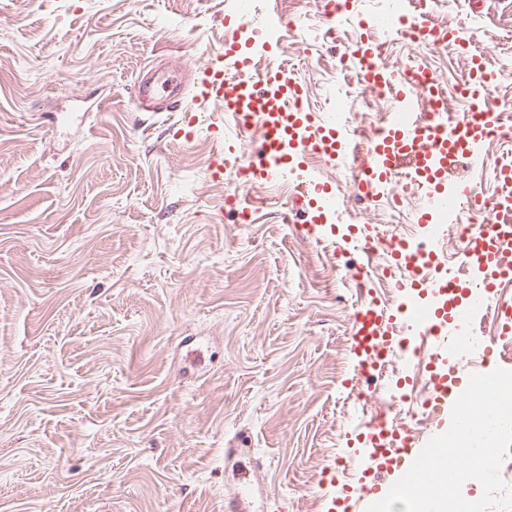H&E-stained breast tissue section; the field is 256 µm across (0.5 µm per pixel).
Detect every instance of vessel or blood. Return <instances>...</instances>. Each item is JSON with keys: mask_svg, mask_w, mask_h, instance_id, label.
<instances>
[{"mask_svg": "<svg viewBox=\"0 0 512 512\" xmlns=\"http://www.w3.org/2000/svg\"><path fill=\"white\" fill-rule=\"evenodd\" d=\"M244 25L242 19L232 21L231 37L211 52L207 62L198 68L193 86L196 101L215 105L220 110L210 126L215 135L223 134V115L227 112L231 113L237 128L258 132L255 155L247 161L246 175L250 183L261 186L273 182L288 166L305 164L312 151L339 153L343 137L336 122L325 119L321 113L301 108V101L307 98V88L294 77L291 68L278 65L251 75L252 59L241 52L235 37L236 31ZM352 55L363 65L362 78L366 85L388 80V72L376 63L377 50L370 39H361ZM484 68L482 57L473 56L472 70L477 77L465 85L467 108L454 126L440 121L438 113L442 103L438 100L433 103L435 115L429 125L392 123L372 155L366 178L355 183L358 193L376 197L381 186L394 181L403 170H418L430 187L431 201L439 206L446 205L449 155L469 154L475 142L500 127L498 113L490 108L492 88L498 77L485 74ZM433 84L429 71L419 66L410 70L398 94L403 97L410 89H428ZM163 87L169 91L164 98L159 97L153 79L142 80L137 88V104L158 112L179 113L182 137L193 139L197 115L182 111L179 85L169 80ZM333 198L330 185L321 181L313 183L309 192L303 193L304 228L311 231L322 226ZM466 254L477 267L485 288L500 286L502 281L512 277V224L483 225L479 237L467 246ZM390 324V316L378 305L371 304L356 312L350 344L362 368L372 367L379 350L390 344ZM398 463V458L390 453H373L369 468L372 484L362 488L358 502L376 499L379 491L387 486L386 475Z\"/></svg>", "mask_w": 512, "mask_h": 512, "instance_id": "vessel-or-blood-1", "label": "vessel or blood"}]
</instances>
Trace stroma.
<instances>
[{
    "instance_id": "obj_1",
    "label": "stroma",
    "mask_w": 512,
    "mask_h": 512,
    "mask_svg": "<svg viewBox=\"0 0 512 512\" xmlns=\"http://www.w3.org/2000/svg\"><path fill=\"white\" fill-rule=\"evenodd\" d=\"M275 0H0V512H327L357 485L362 414L349 350L350 268L383 225L332 161L361 219L309 234L283 223L288 188L248 186L220 212L204 126L136 108L148 72L198 67L246 14L263 33ZM310 43L282 32L312 110L337 54L378 0L334 24L316 0ZM512 100V0L451 14Z\"/></svg>"
}]
</instances>
